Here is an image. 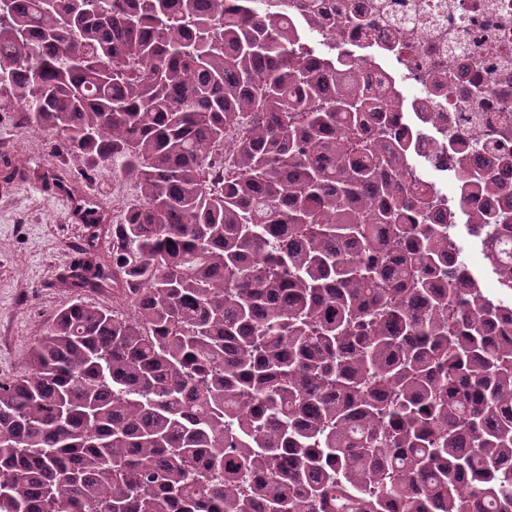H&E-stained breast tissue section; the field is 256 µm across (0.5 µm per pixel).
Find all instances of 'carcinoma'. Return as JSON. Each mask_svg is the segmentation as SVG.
<instances>
[{"instance_id": "carcinoma-1", "label": "carcinoma", "mask_w": 512, "mask_h": 512, "mask_svg": "<svg viewBox=\"0 0 512 512\" xmlns=\"http://www.w3.org/2000/svg\"><path fill=\"white\" fill-rule=\"evenodd\" d=\"M327 26L323 0H9L0 96L142 202L63 280L123 306L77 299L0 382V512H512V301L448 255ZM471 180L506 201L464 217L512 293V188Z\"/></svg>"}]
</instances>
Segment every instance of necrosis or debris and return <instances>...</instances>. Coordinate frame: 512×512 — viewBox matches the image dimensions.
<instances>
[{"label":"necrosis or debris","instance_id":"necrosis-or-debris-1","mask_svg":"<svg viewBox=\"0 0 512 512\" xmlns=\"http://www.w3.org/2000/svg\"><path fill=\"white\" fill-rule=\"evenodd\" d=\"M329 14H362L375 26L336 34L369 84H383L403 105L397 136L427 162L431 219L449 223L461 208L492 211L499 198L465 191L460 166L492 172L512 185L503 133L512 130V0H325ZM444 77L435 90L426 71ZM486 87L483 99L474 84Z\"/></svg>","mask_w":512,"mask_h":512}]
</instances>
